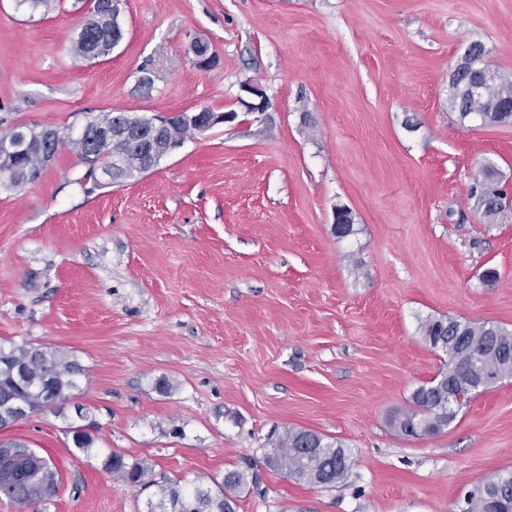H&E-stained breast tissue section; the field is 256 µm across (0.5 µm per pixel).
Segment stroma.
I'll list each match as a JSON object with an SVG mask.
<instances>
[{"label":"stroma","mask_w":512,"mask_h":512,"mask_svg":"<svg viewBox=\"0 0 512 512\" xmlns=\"http://www.w3.org/2000/svg\"><path fill=\"white\" fill-rule=\"evenodd\" d=\"M121 8L120 46L86 60L72 40L93 0L47 13L0 0V135L103 111L237 117L120 184L85 180L68 143L36 181L0 188V345L59 349L86 370L64 408L0 431L57 467L43 512H146L151 490L103 469L111 452L184 484L256 461L237 512H459L512 470V379L434 436L387 418L447 361L424 320L512 329V209L491 222L471 196L487 162L512 196V124L462 127L448 110L472 43L512 75V0ZM196 38L219 67L192 64ZM250 83L265 111L247 110ZM340 206L357 228L341 241ZM83 423L88 459L70 433ZM292 427L347 446V479L313 488L263 465Z\"/></svg>","instance_id":"1"}]
</instances>
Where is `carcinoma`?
<instances>
[{"label": "carcinoma", "instance_id": "1", "mask_svg": "<svg viewBox=\"0 0 512 512\" xmlns=\"http://www.w3.org/2000/svg\"><path fill=\"white\" fill-rule=\"evenodd\" d=\"M105 7L94 14L73 38L75 53L91 57L102 42L112 39V0H100ZM470 74L457 78L448 89V111L464 124L478 121L482 126L512 124V112H501L504 103L512 102V79L498 72L482 85L479 93L469 89ZM38 171V160L25 156L0 160V185L14 189L24 184L21 171ZM478 202L484 215L491 218L503 208V193L481 190ZM333 230L338 239L355 234L351 215H336ZM423 337L432 347L448 357L446 367L429 382L417 387L409 406L388 417L389 426L399 435L414 437L440 433L457 418L459 410L481 389L512 377V330L494 322L462 321L453 317L428 319L421 325ZM10 362L25 365L22 377H16ZM85 374L82 365L58 350H43L26 345L0 346V418L22 408L33 414L47 405L51 393L66 396L79 387L78 378ZM73 445L80 454L90 457L93 436L81 426L71 428ZM265 456L268 467L282 469L298 482L313 488H330L343 482L352 465V454L339 441L306 429L288 428L271 443ZM113 478L128 486L154 488L148 500V512H235V492L256 482L252 466L233 469L222 479L198 481L189 486L158 482L146 461L129 463L120 453L112 452L102 462ZM59 473L45 458L30 461L21 488L30 500L43 503L55 497ZM464 512H512V471H502L485 478L477 492L467 500Z\"/></svg>", "mask_w": 512, "mask_h": 512}]
</instances>
